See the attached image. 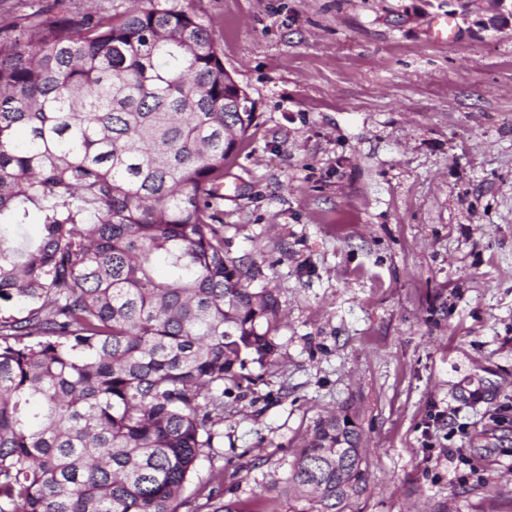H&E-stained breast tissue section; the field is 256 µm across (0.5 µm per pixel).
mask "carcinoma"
<instances>
[{
    "instance_id": "cac0c4a2",
    "label": "carcinoma",
    "mask_w": 512,
    "mask_h": 512,
    "mask_svg": "<svg viewBox=\"0 0 512 512\" xmlns=\"http://www.w3.org/2000/svg\"><path fill=\"white\" fill-rule=\"evenodd\" d=\"M147 3L0 39V512H177L224 383L278 351L214 207L252 103L193 14ZM362 441L317 422L287 478L309 512L363 493Z\"/></svg>"
}]
</instances>
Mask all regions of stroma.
Masks as SVG:
<instances>
[{
	"mask_svg": "<svg viewBox=\"0 0 512 512\" xmlns=\"http://www.w3.org/2000/svg\"><path fill=\"white\" fill-rule=\"evenodd\" d=\"M173 2L254 103L219 208L281 318L179 512H306L295 451L346 408L347 512H512V27H483L485 0ZM135 4L0 0V36Z\"/></svg>",
	"mask_w": 512,
	"mask_h": 512,
	"instance_id": "35a3bbf8",
	"label": "stroma"
}]
</instances>
